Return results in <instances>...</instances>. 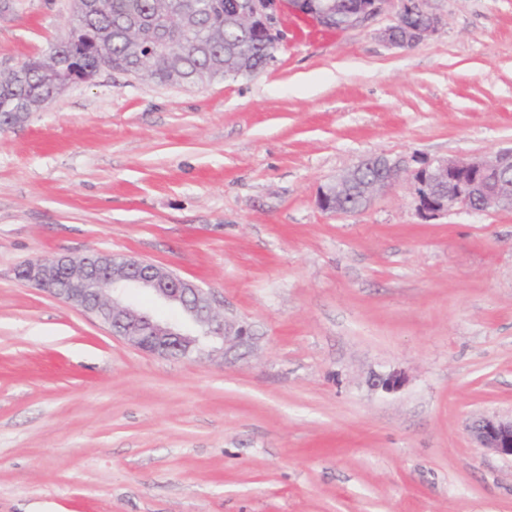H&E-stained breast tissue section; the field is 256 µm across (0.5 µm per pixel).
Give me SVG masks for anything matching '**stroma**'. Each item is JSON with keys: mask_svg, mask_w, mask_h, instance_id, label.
Here are the masks:
<instances>
[{"mask_svg": "<svg viewBox=\"0 0 512 512\" xmlns=\"http://www.w3.org/2000/svg\"><path fill=\"white\" fill-rule=\"evenodd\" d=\"M70 0H0V63ZM410 49L284 15L275 62L160 86L112 71L0 132V512H512V209L351 216L320 186L373 154L512 148V0H431ZM124 254L211 292L245 355L166 359L20 281ZM400 372L387 393L376 376ZM471 435L479 448H486L502 458L512 461V416L480 418L472 427Z\"/></svg>", "mask_w": 512, "mask_h": 512, "instance_id": "1", "label": "stroma"}]
</instances>
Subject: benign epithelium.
Returning a JSON list of instances; mask_svg holds the SVG:
<instances>
[{
  "mask_svg": "<svg viewBox=\"0 0 512 512\" xmlns=\"http://www.w3.org/2000/svg\"><path fill=\"white\" fill-rule=\"evenodd\" d=\"M392 0H362L359 8L344 18L342 25L353 27L386 10ZM288 5L307 13L322 27L336 21L329 5L315 0H289ZM283 0H231L227 21L244 22L265 30L281 25ZM440 16L430 0H398L391 24L379 32L386 44L409 48L436 33ZM370 165L380 172L378 179L364 183L360 171ZM407 180L411 184L416 210L425 219H434L453 207L468 213H483L512 204V148L490 156L462 159L433 158L410 167L402 158L371 155L344 171L319 190L318 206L342 213L341 203L350 191L360 193L362 209L375 196ZM19 277L31 286L60 299L105 325L110 333L144 352L169 359H185L204 354L200 340L214 343L212 351L224 353L251 345L249 326L221 317L215 311L211 293L173 271L130 256L94 253L76 262L66 255L28 263ZM151 295L155 301L181 313L177 321L160 320L153 312L127 300V294ZM403 377L398 372L377 376L374 386L387 392L398 390ZM471 435L480 448L512 460V418L496 415L480 418Z\"/></svg>",
  "mask_w": 512,
  "mask_h": 512,
  "instance_id": "1",
  "label": "benign epithelium"
}]
</instances>
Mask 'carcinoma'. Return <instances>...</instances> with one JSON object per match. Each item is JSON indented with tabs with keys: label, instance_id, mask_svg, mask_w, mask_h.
I'll return each mask as SVG.
<instances>
[{
	"label": "carcinoma",
	"instance_id": "carcinoma-1",
	"mask_svg": "<svg viewBox=\"0 0 512 512\" xmlns=\"http://www.w3.org/2000/svg\"><path fill=\"white\" fill-rule=\"evenodd\" d=\"M228 0H71L68 32L20 72L0 74V117L18 103L39 112L73 77L136 70L156 85H191L263 69L276 45L253 29L226 23ZM157 42L162 54L148 56Z\"/></svg>",
	"mask_w": 512,
	"mask_h": 512
}]
</instances>
